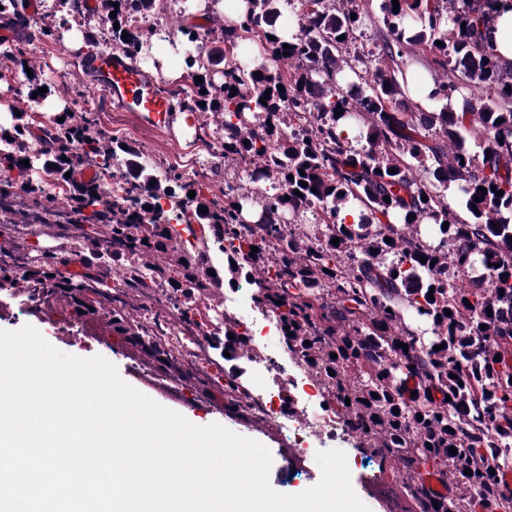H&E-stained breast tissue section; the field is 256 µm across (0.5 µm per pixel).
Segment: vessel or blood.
<instances>
[{
  "label": "vessel or blood",
  "mask_w": 512,
  "mask_h": 512,
  "mask_svg": "<svg viewBox=\"0 0 512 512\" xmlns=\"http://www.w3.org/2000/svg\"><path fill=\"white\" fill-rule=\"evenodd\" d=\"M80 68L85 86L105 92L111 109L130 113L139 124L175 137L177 108L153 76L107 51L82 58Z\"/></svg>",
  "instance_id": "b4317fda"
}]
</instances>
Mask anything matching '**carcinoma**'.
Here are the masks:
<instances>
[{"label": "carcinoma", "instance_id": "carcinoma-1", "mask_svg": "<svg viewBox=\"0 0 512 512\" xmlns=\"http://www.w3.org/2000/svg\"><path fill=\"white\" fill-rule=\"evenodd\" d=\"M278 2L245 0L234 16L205 6L207 40L193 25L168 31L190 79L182 109L197 114L201 129L220 117L214 157L224 167V201L188 199L193 220L224 243L229 285L242 277L256 282L253 303L273 314L288 352L320 379L342 418L357 424L354 435L400 460L416 489L429 463L452 485L448 499L429 504L428 512L489 510L503 492L498 472L512 466V457L491 462L485 453L494 441L512 445V315L503 313L512 308V69L502 68L489 46L498 0H398L397 13L384 0L369 78L350 47L371 22L362 0H297L299 30L291 36L275 27ZM67 4L83 24L108 25L112 41L140 66L160 69L151 23L159 0H97L92 13L80 0H56ZM246 37L258 40L261 64L242 53ZM409 44L443 71L427 98L447 99L465 86L466 111L456 114L446 104L429 111L407 95L417 83ZM346 70L356 77L350 85L363 84L354 95L338 80ZM257 71L262 77L253 76ZM42 87L47 92L37 98L54 95L53 84L29 77L27 98ZM63 116L43 127L37 160L61 185L65 209L90 224L89 232L67 234L84 271L66 276L65 258L31 260V249L17 243L6 252L12 264L0 268V288L20 280L46 298L104 295L118 302L110 310L113 326L127 332L132 317L125 301L106 291L99 265L107 256L135 291L166 286L177 314L196 310L224 281L153 217L162 200L187 191L184 174L170 165L156 176L141 150L106 133L92 112ZM29 119L12 111L0 125V165L19 174L0 181V211L17 197L36 209L46 200L43 181L25 176L21 164L32 160ZM341 126L358 128L355 141L337 134ZM476 131L485 136L479 155L463 148L464 134ZM85 164L97 178H83ZM244 165L255 167L246 185L236 183ZM113 171L123 181L115 193L104 179ZM451 182L469 221L448 202ZM356 205L357 218L341 217ZM308 213L315 223H301ZM475 266L487 271L490 287L460 278ZM225 333L214 334L209 346H248L232 329Z\"/></svg>", "mask_w": 512, "mask_h": 512}]
</instances>
